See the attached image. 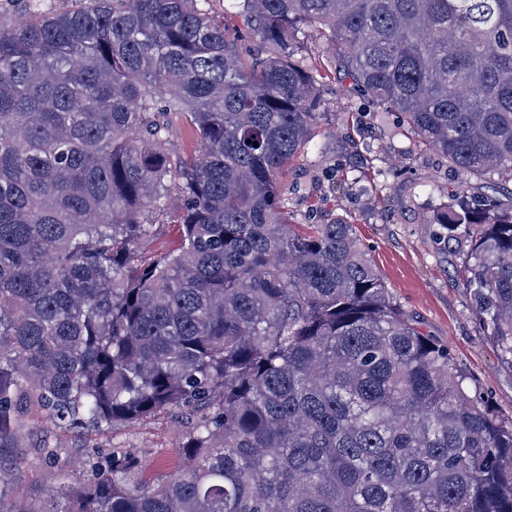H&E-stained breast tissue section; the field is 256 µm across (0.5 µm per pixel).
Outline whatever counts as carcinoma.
<instances>
[{
    "mask_svg": "<svg viewBox=\"0 0 512 512\" xmlns=\"http://www.w3.org/2000/svg\"><path fill=\"white\" fill-rule=\"evenodd\" d=\"M0 20V445L25 406L84 430L190 419L152 481L121 448L52 510L512 512V422L390 298L342 218L280 179L342 72L461 175L425 218L512 367V0L27 3ZM322 63L295 58L299 33ZM200 154L173 152V121ZM175 193L180 206L168 211ZM179 247L135 261L168 214ZM60 460V475L88 461ZM471 182L476 188H478L477 194H494L501 199H509L510 192L512 190L511 183L499 182L496 178L484 177H472Z\"/></svg>",
    "mask_w": 512,
    "mask_h": 512,
    "instance_id": "obj_1",
    "label": "carcinoma"
}]
</instances>
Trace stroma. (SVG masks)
<instances>
[{"instance_id":"35a3bbf8","label":"stroma","mask_w":512,"mask_h":512,"mask_svg":"<svg viewBox=\"0 0 512 512\" xmlns=\"http://www.w3.org/2000/svg\"><path fill=\"white\" fill-rule=\"evenodd\" d=\"M342 75L327 79L329 105L309 146L286 168L282 182L295 221L321 224L348 217L369 247L396 304L425 335L448 345L470 384L487 393L500 417L512 421V368L483 337L464 286L463 257L440 249L426 216L448 200L459 181L447 161L426 149L395 116L376 112L362 95L349 92ZM182 426L170 414L156 415L121 429L76 432L28 415L15 447L0 455L19 465L28 497L55 507L58 468L45 461L43 444L63 455L124 448L157 478L174 471L176 437Z\"/></svg>"}]
</instances>
